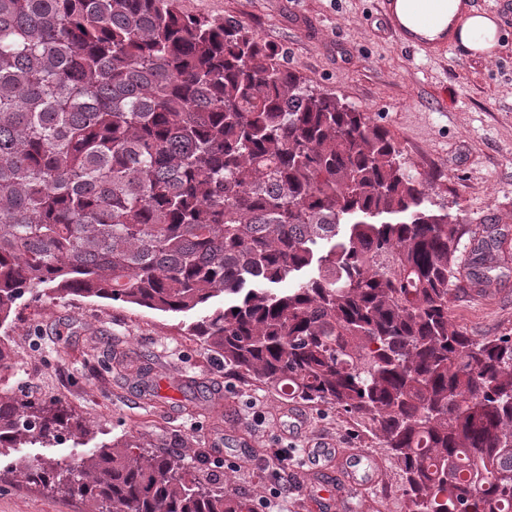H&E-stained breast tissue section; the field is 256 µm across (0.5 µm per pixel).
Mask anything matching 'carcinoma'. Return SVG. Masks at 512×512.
I'll return each instance as SVG.
<instances>
[{
  "mask_svg": "<svg viewBox=\"0 0 512 512\" xmlns=\"http://www.w3.org/2000/svg\"><path fill=\"white\" fill-rule=\"evenodd\" d=\"M178 2L0 0V324L40 287L195 312L225 371L369 427L407 512H512V336L448 319L460 225L368 113ZM504 239L474 237L473 286ZM64 433L86 431L0 389V448ZM19 469L88 512H255L159 444Z\"/></svg>",
  "mask_w": 512,
  "mask_h": 512,
  "instance_id": "obj_1",
  "label": "carcinoma"
}]
</instances>
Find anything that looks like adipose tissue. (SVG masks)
Masks as SVG:
<instances>
[{
	"instance_id": "ef3b65f1",
	"label": "adipose tissue",
	"mask_w": 512,
	"mask_h": 512,
	"mask_svg": "<svg viewBox=\"0 0 512 512\" xmlns=\"http://www.w3.org/2000/svg\"><path fill=\"white\" fill-rule=\"evenodd\" d=\"M396 16L412 36L449 40L466 53L490 51L498 45L493 15L468 0H397Z\"/></svg>"
}]
</instances>
